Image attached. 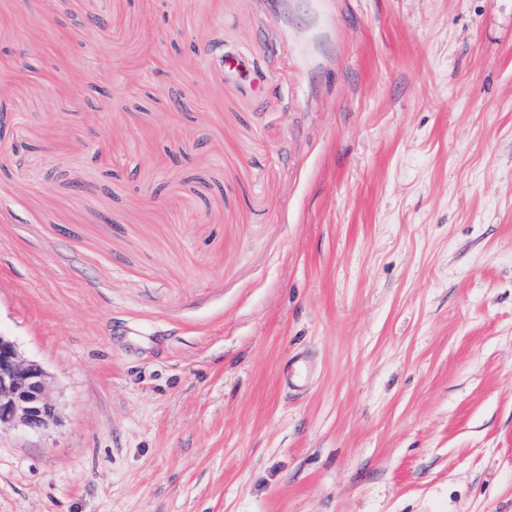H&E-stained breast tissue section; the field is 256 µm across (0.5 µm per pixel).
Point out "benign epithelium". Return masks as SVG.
<instances>
[{
  "label": "benign epithelium",
  "mask_w": 512,
  "mask_h": 512,
  "mask_svg": "<svg viewBox=\"0 0 512 512\" xmlns=\"http://www.w3.org/2000/svg\"><path fill=\"white\" fill-rule=\"evenodd\" d=\"M56 418L43 367L22 358L15 344L0 335V429L44 430Z\"/></svg>",
  "instance_id": "benign-epithelium-1"
}]
</instances>
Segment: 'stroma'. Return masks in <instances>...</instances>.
<instances>
[{
  "label": "stroma",
  "mask_w": 512,
  "mask_h": 512,
  "mask_svg": "<svg viewBox=\"0 0 512 512\" xmlns=\"http://www.w3.org/2000/svg\"><path fill=\"white\" fill-rule=\"evenodd\" d=\"M0 512H512V0H0ZM56 418L43 367L22 358L15 344L0 335V430H44Z\"/></svg>",
  "instance_id": "obj_1"
}]
</instances>
